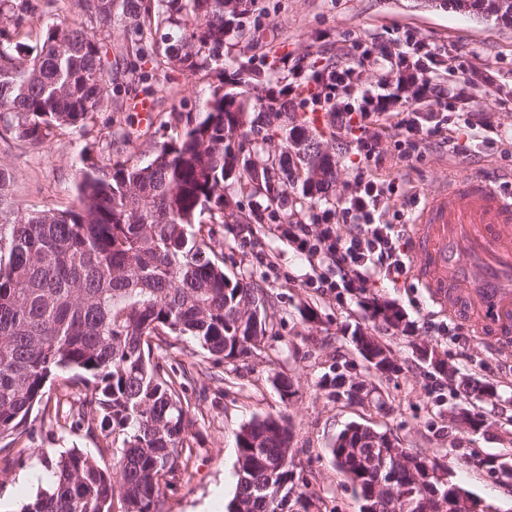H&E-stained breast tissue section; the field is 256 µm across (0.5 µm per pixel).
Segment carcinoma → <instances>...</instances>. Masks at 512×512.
Instances as JSON below:
<instances>
[{"label":"carcinoma","instance_id":"cac0c4a2","mask_svg":"<svg viewBox=\"0 0 512 512\" xmlns=\"http://www.w3.org/2000/svg\"><path fill=\"white\" fill-rule=\"evenodd\" d=\"M77 18L47 22L33 43L18 40L34 7L0 0V120L32 145L71 129L87 136L94 114L109 107L118 77L142 81L137 63L153 61L194 75L223 56L230 38H250L244 0H76ZM483 21L512 25V0H443ZM122 28L120 44L112 30ZM237 68L219 73L206 110L172 112L161 125L181 127L154 145L144 162L104 157L123 139L86 146L77 169L76 199L65 209L28 211L5 198L0 168V463L5 471L29 451L31 416L80 427L99 425L112 466L81 450L53 460L52 478L21 512H164L168 490L188 468L187 436L195 425L184 396L185 375L152 359V340L189 336L217 360L245 356L266 332L264 293L232 279L216 262V243L200 216L224 223V183L257 200L235 216L240 231L272 218L301 184L308 209L327 200L336 165L310 138L305 113L290 106L289 85L274 72ZM263 114L288 149L265 154L261 130L247 126L250 108ZM253 154H244L243 142ZM373 318L390 327L400 311L375 297ZM353 336L377 371L395 364L376 337ZM60 379L54 407L41 405ZM336 394L353 395L343 373L325 378ZM463 391L482 399L491 387L466 379ZM293 434L282 418L250 422L237 435L236 493L227 512H310L312 495L294 479ZM331 453L352 485L359 512H468L478 500L437 478L446 471L387 434L351 422Z\"/></svg>","mask_w":512,"mask_h":512}]
</instances>
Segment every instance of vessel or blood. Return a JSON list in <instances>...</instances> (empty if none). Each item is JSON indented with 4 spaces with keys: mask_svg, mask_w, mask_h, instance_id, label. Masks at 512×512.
<instances>
[{
    "mask_svg": "<svg viewBox=\"0 0 512 512\" xmlns=\"http://www.w3.org/2000/svg\"><path fill=\"white\" fill-rule=\"evenodd\" d=\"M413 275L476 340L512 352V194L464 172L432 190L409 233Z\"/></svg>",
    "mask_w": 512,
    "mask_h": 512,
    "instance_id": "1",
    "label": "vessel or blood"
}]
</instances>
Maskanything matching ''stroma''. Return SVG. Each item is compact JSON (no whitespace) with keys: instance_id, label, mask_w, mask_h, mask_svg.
Masks as SVG:
<instances>
[{"instance_id":"1","label":"stroma","mask_w":512,"mask_h":512,"mask_svg":"<svg viewBox=\"0 0 512 512\" xmlns=\"http://www.w3.org/2000/svg\"><path fill=\"white\" fill-rule=\"evenodd\" d=\"M248 25L254 44L227 41L224 66L267 71L262 50L266 44L294 58L346 60L355 54V39L413 30L477 66L500 70L504 79L498 93L480 99L479 107L512 129V108L499 104L501 98L512 97V27L487 25L427 0H254ZM143 69L150 78L137 92L154 101L152 121L132 109L94 116V128L101 133L131 132L119 157L132 162L141 160L154 143L175 136V129L164 124L169 113L202 111L211 86L218 82L213 69L189 76L151 63ZM322 141L336 164V184L328 195L333 202L356 173L351 139L339 131ZM86 142L80 133L65 130L48 144L31 146L14 139L0 121V164L12 174L13 198L32 210L70 205ZM458 170L447 147L434 144L416 169L393 168L389 174L403 178L422 200ZM209 230L223 253L225 273L273 295L275 307L268 312L264 340L247 356L217 362L185 336L166 337L154 349L157 361L186 372V395L197 419L189 437L190 468L169 492L166 512H224L236 492L237 435L251 420L266 416H282L290 423L295 472L314 496V512H358L352 486L330 454L338 432L352 422L386 433L403 447L442 457L454 481L480 498L490 512H512V488L495 484L463 460L464 449L470 447L489 453L512 449V370L503 355L472 336L439 332L449 317L411 275L396 284L379 281L369 290L371 296L403 311L413 330L402 333L372 320L359 300L340 303L333 294L307 287L306 258L287 247L272 224L257 227L250 247L241 245L234 222L213 224ZM358 328L378 336L390 350L394 372L368 369L352 342ZM422 344L434 346L457 375L494 386L497 398L465 400L453 380L419 359L415 348ZM345 367L361 383V397L350 399L325 386L326 375ZM283 378L289 380V389L280 387ZM465 405L493 417V426L475 433L452 422L449 412ZM34 429L24 462L0 472V512H20L49 480L39 459L41 450L59 454L76 447L100 452L103 464L112 462L111 454L101 450L99 434L62 431L40 421Z\"/></svg>"}]
</instances>
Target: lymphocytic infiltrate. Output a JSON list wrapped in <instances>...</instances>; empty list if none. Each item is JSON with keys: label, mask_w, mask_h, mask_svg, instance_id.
<instances>
[{"label": "lymphocytic infiltrate", "mask_w": 512, "mask_h": 512, "mask_svg": "<svg viewBox=\"0 0 512 512\" xmlns=\"http://www.w3.org/2000/svg\"><path fill=\"white\" fill-rule=\"evenodd\" d=\"M374 67L373 84L362 79ZM499 72L462 64L411 31L363 43L356 60L311 71L318 106L330 108L336 124L353 139L362 166L335 203L313 209L307 223L281 225L283 240L305 256L312 272L306 284L337 297L366 294L373 278L391 281L410 263L406 227L386 217L392 198L404 196L402 183L380 177L387 160L379 149V129L394 121L397 160L419 163L429 143L447 144L451 154L469 156L512 142V130L496 125L476 106L496 86ZM351 225L342 233V225Z\"/></svg>", "instance_id": "f902f5d3"}]
</instances>
